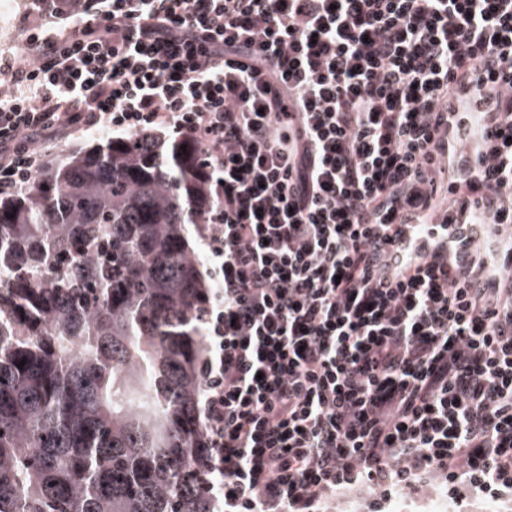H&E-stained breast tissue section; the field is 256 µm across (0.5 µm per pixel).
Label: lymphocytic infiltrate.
<instances>
[{
  "mask_svg": "<svg viewBox=\"0 0 512 512\" xmlns=\"http://www.w3.org/2000/svg\"><path fill=\"white\" fill-rule=\"evenodd\" d=\"M0 197L84 131L203 146L224 512L512 498V0H30ZM467 253L417 244L440 208ZM443 486L428 485L420 488L417 492H405V495L398 498L401 506L400 512H428L430 511L433 500L439 496ZM448 497V493H447ZM449 506L452 512H459L457 504L448 497L447 499H435L432 505V512H449Z\"/></svg>",
  "mask_w": 512,
  "mask_h": 512,
  "instance_id": "obj_1",
  "label": "lymphocytic infiltrate"
}]
</instances>
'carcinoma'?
<instances>
[{
    "mask_svg": "<svg viewBox=\"0 0 512 512\" xmlns=\"http://www.w3.org/2000/svg\"><path fill=\"white\" fill-rule=\"evenodd\" d=\"M208 175L202 149L147 134L0 199V512H215L187 229Z\"/></svg>",
    "mask_w": 512,
    "mask_h": 512,
    "instance_id": "1",
    "label": "carcinoma"
}]
</instances>
